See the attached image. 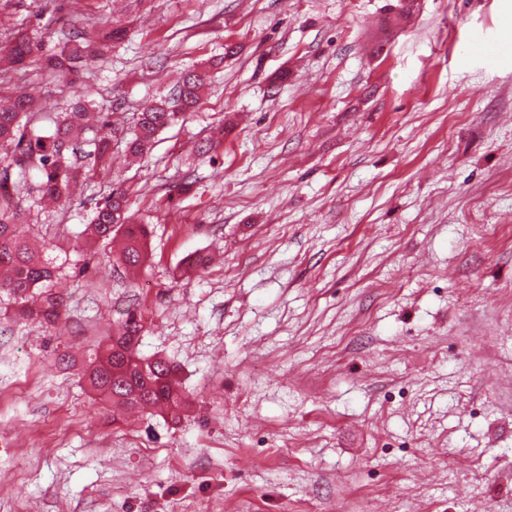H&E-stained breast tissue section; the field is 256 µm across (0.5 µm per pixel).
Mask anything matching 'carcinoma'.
Wrapping results in <instances>:
<instances>
[{
	"label": "carcinoma",
	"instance_id": "1",
	"mask_svg": "<svg viewBox=\"0 0 512 512\" xmlns=\"http://www.w3.org/2000/svg\"><path fill=\"white\" fill-rule=\"evenodd\" d=\"M126 27L110 20L97 24L94 39L82 32L61 31L60 50L43 54L42 44L26 32L0 37V84L11 81L32 58L40 60V82L56 77L75 81L100 59L122 43ZM208 81V70L201 67L185 69L180 80L165 96L144 103L136 113L130 136L123 137L124 150L132 156L148 153L159 132L178 123L198 110ZM95 109L92 95L73 100L44 135H33L28 128L46 121L48 113L36 107L34 96L27 90L11 93L9 104L0 107V289L19 301L14 312L18 321H49L59 319L64 311V297L52 288L58 267L46 244L36 245L25 230L27 209L21 194L34 202H66L70 200L80 178V168L69 161L68 153L77 149L84 130V120ZM86 231L92 240L112 241V235L123 237L117 259L128 270L139 268L146 259L148 230L143 224L129 223L127 199L121 190H114L93 210ZM140 321L130 311L119 328L100 347L94 362L86 369V386L102 405L114 407L167 410L180 417L189 402L175 385L176 366L157 358L148 366V375L125 369L124 360L137 355L135 336Z\"/></svg>",
	"mask_w": 512,
	"mask_h": 512
}]
</instances>
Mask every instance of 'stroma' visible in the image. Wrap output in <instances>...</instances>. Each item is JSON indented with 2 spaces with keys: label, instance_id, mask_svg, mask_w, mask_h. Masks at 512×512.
I'll list each match as a JSON object with an SVG mask.
<instances>
[{
  "label": "stroma",
  "instance_id": "1",
  "mask_svg": "<svg viewBox=\"0 0 512 512\" xmlns=\"http://www.w3.org/2000/svg\"><path fill=\"white\" fill-rule=\"evenodd\" d=\"M72 10L129 29L88 74L124 131L180 70L240 51L146 157L93 161L88 131L79 193L31 207L30 237L65 247L67 307L19 322L0 293V512H512V58L468 50L512 32V0ZM0 24L61 28L49 0ZM115 188L151 227L134 273L85 233ZM130 309L182 419L82 381Z\"/></svg>",
  "mask_w": 512,
  "mask_h": 512
}]
</instances>
